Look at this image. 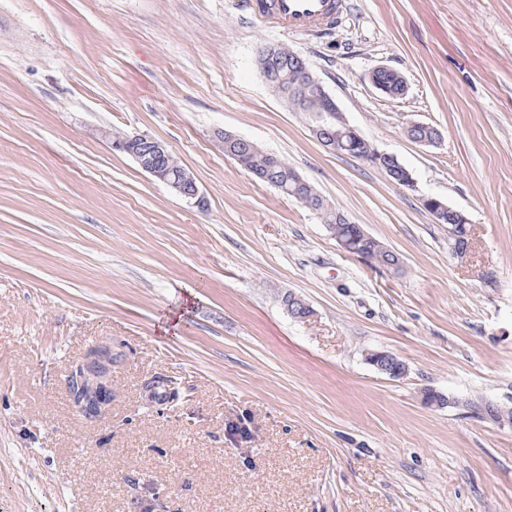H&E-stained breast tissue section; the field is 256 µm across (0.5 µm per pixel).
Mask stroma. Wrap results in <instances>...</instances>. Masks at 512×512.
I'll list each match as a JSON object with an SVG mask.
<instances>
[{"instance_id": "obj_1", "label": "stroma", "mask_w": 512, "mask_h": 512, "mask_svg": "<svg viewBox=\"0 0 512 512\" xmlns=\"http://www.w3.org/2000/svg\"><path fill=\"white\" fill-rule=\"evenodd\" d=\"M268 43L303 55L414 189L313 139L255 65ZM379 65L404 96L373 89ZM412 122L442 143L409 140ZM100 128L164 143L205 209ZM225 131L288 160L401 270L343 252L225 157ZM426 196L469 218L468 261ZM100 342L123 359L89 419L70 376ZM155 376L175 404L146 403ZM465 399L512 408V0H352L308 33L241 0H0V512H512V425ZM384 75H389L391 83L382 78ZM368 81L379 94L391 98L403 96L408 88L403 74L386 66L372 69L368 74Z\"/></svg>"}]
</instances>
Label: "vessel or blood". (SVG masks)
Listing matches in <instances>:
<instances>
[{
  "instance_id": "1",
  "label": "vessel or blood",
  "mask_w": 512,
  "mask_h": 512,
  "mask_svg": "<svg viewBox=\"0 0 512 512\" xmlns=\"http://www.w3.org/2000/svg\"><path fill=\"white\" fill-rule=\"evenodd\" d=\"M341 0H243L252 13L278 20L291 29L333 26Z\"/></svg>"
}]
</instances>
